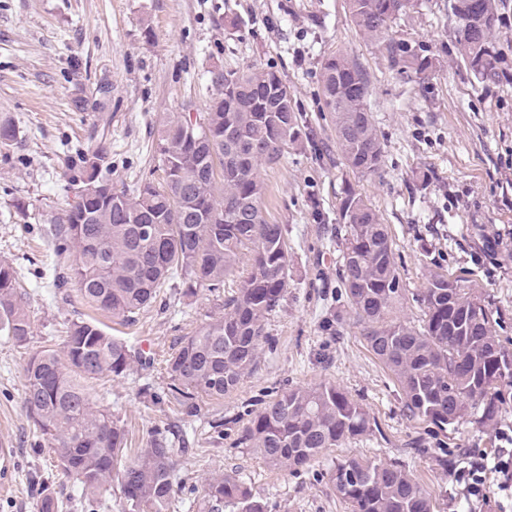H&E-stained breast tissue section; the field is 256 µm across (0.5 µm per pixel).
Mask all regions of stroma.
Instances as JSON below:
<instances>
[{"label":"stroma","instance_id":"1","mask_svg":"<svg viewBox=\"0 0 512 512\" xmlns=\"http://www.w3.org/2000/svg\"><path fill=\"white\" fill-rule=\"evenodd\" d=\"M506 4L497 33L505 74L486 82L470 74L449 37L448 0H418L399 15L393 37L433 60L431 76L419 82L398 75L385 49L360 34L347 0H0V124L16 130L13 144L0 148V257L17 269L33 321L27 347L0 337V446L14 457L0 512H37L45 487L55 491L58 512H127L116 489L87 501L36 447L24 409L29 356L61 349L77 318L99 322L138 352L126 375L89 383L97 406L125 424L132 447L157 428L186 442L174 475L178 493L165 512H201L204 483L215 474L242 479L266 512H349L329 481L347 458L401 462L431 493L436 512H457L463 498L454 473L470 449L498 447V427L512 426V399L485 425L473 419L442 430L405 416L395 376L336 299V218L345 190L367 197L389 227L406 288H425L439 271L475 289L512 353V0ZM333 53L356 60L370 80L383 145L377 175L347 168L336 150L319 96L321 60ZM253 64L286 80L311 134L259 171L264 214L287 231L288 295L268 320L253 371L235 391L200 400L188 414L170 393L166 361L183 337L221 313L224 293L171 290L122 321L75 290L54 287L49 228L77 195L81 152L104 147L102 174L115 187L161 182L162 116L205 111L215 92L212 69ZM79 98L85 110L75 109ZM314 199L324 223L311 214ZM333 316L342 323L337 336L321 330ZM327 382L363 404L369 432L295 472L270 468L241 443L265 401Z\"/></svg>","mask_w":512,"mask_h":512}]
</instances>
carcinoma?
I'll return each instance as SVG.
<instances>
[{"mask_svg": "<svg viewBox=\"0 0 512 512\" xmlns=\"http://www.w3.org/2000/svg\"><path fill=\"white\" fill-rule=\"evenodd\" d=\"M501 0H448L452 36L475 77H500L496 33ZM352 22L370 41L383 44L392 67L424 81L432 61L390 35L392 23L415 0H347ZM215 97L195 116L209 132L191 140L189 114L169 113L159 125L157 152L168 189L150 181L118 189L101 174L104 148L81 157V202L57 218V253L74 259L57 287L72 286L90 306L126 321L156 302L167 288L184 294L220 292L243 255L247 273L224 313L182 339L167 360L171 395L186 412L199 397L222 398L257 363L268 341L269 317L288 294L290 258L284 228L263 212L262 166H273L306 134L293 94L270 69L212 70ZM322 106L336 130L346 166L378 173L383 148L369 111L370 82L356 61L331 55L321 64ZM344 225L339 280L351 312L364 324L374 355L395 375L405 415L443 429L481 410L495 420L502 388L512 386V353L500 344L493 317L473 289L445 273L430 274L427 287L409 293L398 270L387 225L362 195L345 191L338 208ZM416 302L422 325L390 318L406 300ZM0 336L27 346L29 311L18 292L13 264L0 259ZM135 352L98 324L71 321L63 350L32 354L26 363L24 404L37 445L51 450L63 474L84 496L116 486L128 512H163L176 493L175 453L155 429L145 447L129 456L128 431L96 406L81 381L119 378ZM371 428L362 404L332 383L293 387L270 398L243 432L246 445L281 471L307 465ZM350 512H435L432 495L398 462L348 459L330 474ZM204 512H264L246 483L215 475L204 486Z\"/></svg>", "mask_w": 512, "mask_h": 512, "instance_id": "carcinoma-1", "label": "carcinoma"}]
</instances>
